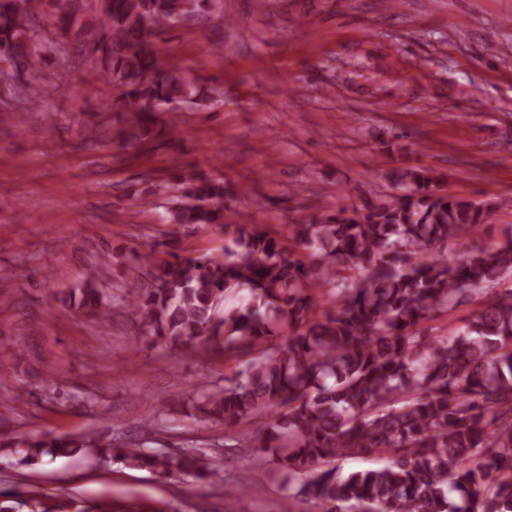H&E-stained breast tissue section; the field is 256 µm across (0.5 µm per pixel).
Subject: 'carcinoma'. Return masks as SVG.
I'll return each mask as SVG.
<instances>
[{
    "label": "carcinoma",
    "instance_id": "1",
    "mask_svg": "<svg viewBox=\"0 0 512 512\" xmlns=\"http://www.w3.org/2000/svg\"><path fill=\"white\" fill-rule=\"evenodd\" d=\"M0 0V62L39 69L68 37L89 50L92 81L107 78L116 139L137 148L158 135L176 139L175 103L210 108L220 90L202 88L160 47L162 34L217 0ZM55 29L38 30L42 12ZM392 201L316 214L293 227L296 256L255 224L232 220L224 178L188 165L169 183L172 222L224 229L232 245L157 260L156 243L133 251L124 279L138 335L200 344L224 357L248 356L224 385L199 391L207 417L237 426L263 418L250 440L254 460L285 474L287 499L323 512H512V291L490 294L512 274V239L448 258L450 237L481 232L490 201L438 190L442 176L421 166L392 173ZM331 288L336 309L316 316L313 282ZM477 303L466 327L436 336L426 323ZM108 316L86 280L79 302ZM93 437H21L0 431V454L20 464L76 454ZM125 466L206 480L212 454L149 453L128 440L99 448ZM384 455L380 468L339 472L336 462Z\"/></svg>",
    "mask_w": 512,
    "mask_h": 512
}]
</instances>
